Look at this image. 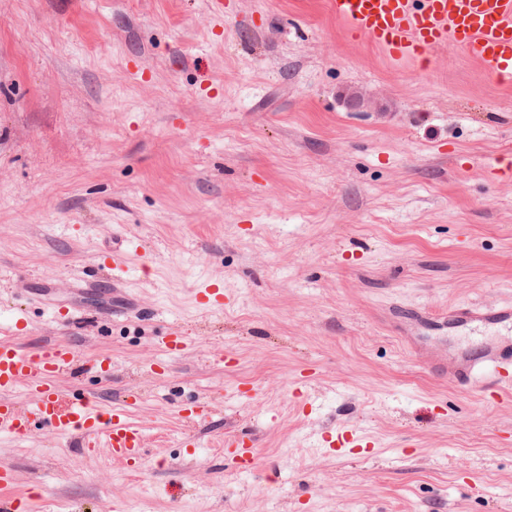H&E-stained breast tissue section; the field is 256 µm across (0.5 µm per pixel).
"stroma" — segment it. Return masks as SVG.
<instances>
[{
  "instance_id": "stroma-1",
  "label": "stroma",
  "mask_w": 512,
  "mask_h": 512,
  "mask_svg": "<svg viewBox=\"0 0 512 512\" xmlns=\"http://www.w3.org/2000/svg\"><path fill=\"white\" fill-rule=\"evenodd\" d=\"M211 7L0 0V340L111 358V377L61 385L136 394L145 430L134 462L41 424L0 434L15 495L29 512H512V400L442 372L512 329L429 320L512 303V179L493 172L512 85L452 44L423 69L349 41L329 0H230L218 27ZM205 282L223 311L198 308ZM173 333L187 350H165ZM347 427L372 454L320 446ZM238 435L247 473L224 453ZM254 442L247 436L224 441L225 453L232 457L241 472L251 471L255 464Z\"/></svg>"
}]
</instances>
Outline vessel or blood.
<instances>
[{
  "mask_svg": "<svg viewBox=\"0 0 512 512\" xmlns=\"http://www.w3.org/2000/svg\"><path fill=\"white\" fill-rule=\"evenodd\" d=\"M350 39H367L391 57L428 65L436 50L454 44L485 74L512 82V0H329ZM443 327L512 324V305L457 303L437 316ZM78 365L72 345L58 342L31 352L0 341V430L22 434L31 424L49 425L62 437L79 435L87 454L106 450L112 458L140 456L143 430L133 421V401L106 409L93 397L71 399L59 381ZM448 378L482 399L512 394V342L486 345L448 364ZM24 390L28 401L14 399ZM372 442L354 429L336 436L335 452L347 455ZM239 471L255 464L254 442L240 436L224 442ZM16 473L0 467V512H23L25 504L11 491Z\"/></svg>",
  "mask_w": 512,
  "mask_h": 512,
  "instance_id": "1",
  "label": "vessel or blood"
}]
</instances>
